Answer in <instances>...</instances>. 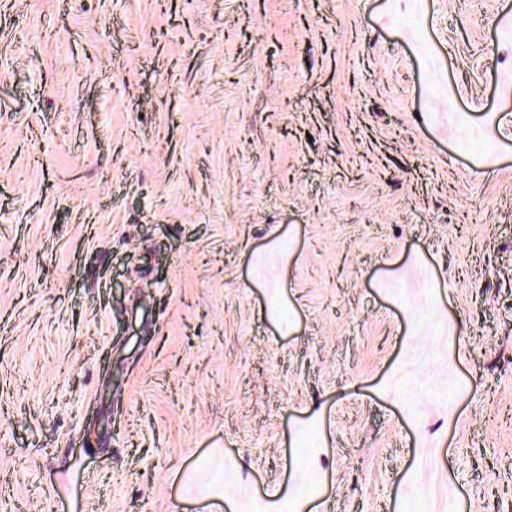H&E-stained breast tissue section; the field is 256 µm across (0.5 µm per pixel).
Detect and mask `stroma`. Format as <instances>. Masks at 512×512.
<instances>
[{
	"instance_id": "35a3bbf8",
	"label": "stroma",
	"mask_w": 512,
	"mask_h": 512,
	"mask_svg": "<svg viewBox=\"0 0 512 512\" xmlns=\"http://www.w3.org/2000/svg\"><path fill=\"white\" fill-rule=\"evenodd\" d=\"M512 512V0H0V512Z\"/></svg>"
}]
</instances>
